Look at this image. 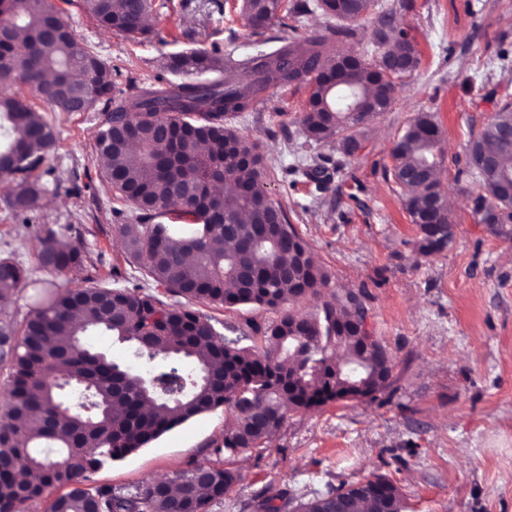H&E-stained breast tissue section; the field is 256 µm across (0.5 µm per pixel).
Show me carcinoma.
Returning a JSON list of instances; mask_svg holds the SVG:
<instances>
[{"label":"carcinoma","instance_id":"cac0c4a2","mask_svg":"<svg viewBox=\"0 0 512 512\" xmlns=\"http://www.w3.org/2000/svg\"><path fill=\"white\" fill-rule=\"evenodd\" d=\"M85 11L103 30L132 40L148 34L151 0H83ZM370 0H318L316 8L344 23L315 32L307 48L293 42L246 61L222 57L219 48L182 53L168 68L178 72L211 71L209 83L142 87L128 94L120 75L89 45L65 36L44 47L41 33L66 21L49 0H0V187L3 202L17 216L56 193L46 160L57 135L40 105L59 112H86L103 104L98 153L106 158L101 174L118 200L133 205L135 224L117 225L127 262L165 292L221 306L253 304L278 308L290 299L313 303L308 311L290 310L251 336L220 333L194 310L173 306L141 287L92 285L60 293L30 278L10 257H0V296L24 280L32 286L33 314L18 328L0 329L3 355L10 357L12 390L0 419V512H25L48 488H59L47 512H209L238 474L219 464L191 466L163 483L145 482L133 491L90 484V473L106 459L117 460L163 434L223 407L230 414L224 440L214 448L231 458L260 448L286 419L283 402L311 408L342 399L375 398L393 385L392 355L377 339L360 338L366 313L363 290L341 289L328 296L329 277L314 261L304 239L288 223L263 189L259 145L242 136L227 119L248 111L271 88L311 85L300 117L306 136L336 139L346 157L361 147L358 128L373 116L376 104L391 106L393 78L413 72L421 54L409 34L386 31L381 21L375 65L343 47L356 37L349 24L368 10ZM301 4L290 0H242L253 34L261 35ZM79 102L61 108L41 94V80H69L75 73ZM36 94L30 101L25 91ZM344 92L358 96L357 112L340 108ZM169 125L161 140L156 126ZM512 129V102L504 101L491 121L468 143L465 170L485 185L474 211L494 237L512 241V197L494 188L512 180V148L504 146ZM441 155L436 124L427 114L415 117L393 148L392 177L403 192L402 204L421 233L420 250L439 251L436 237L443 220L449 235L454 224L447 198L435 178ZM316 189L330 181L328 168L305 171ZM192 179L196 194L187 201L173 196V181ZM224 179L233 190L220 197L213 182ZM173 215L178 224H155ZM41 253L64 271L82 266L91 250L71 224L49 227ZM82 314L80 320L74 312ZM109 335L134 348L142 368L112 360L83 337ZM64 376L95 410L86 412L53 379ZM20 470L41 475L38 484L17 481ZM177 491L171 492L170 486ZM403 512L399 488L382 476L315 492L306 500L280 490L261 497L256 512Z\"/></svg>","mask_w":512,"mask_h":512}]
</instances>
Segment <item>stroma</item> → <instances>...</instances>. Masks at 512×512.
<instances>
[{"label": "stroma", "instance_id": "35a3bbf8", "mask_svg": "<svg viewBox=\"0 0 512 512\" xmlns=\"http://www.w3.org/2000/svg\"><path fill=\"white\" fill-rule=\"evenodd\" d=\"M52 2L79 41L120 67L125 89L159 76L171 83L207 81L204 73L170 71L169 58L178 53L217 46L241 60L267 50L268 40L285 36L299 45L311 32L339 25L312 11L288 17L260 38L224 0H154L151 32L134 42L102 30L82 0ZM383 15L415 39L421 63L399 80L388 110L361 127L355 156L340 153L335 140H307L299 123L310 95L306 84L269 90L231 124L260 143L265 188L328 272L329 291L366 292L371 326L393 357L395 383L374 399L288 411L264 447L229 459L240 479L210 512H254L258 497L282 489L310 494L371 475L399 487L406 512H512V242L491 236L473 211L486 187L458 175L471 135L502 100L512 101V0H373L348 51L370 43ZM42 113L58 135L47 164L60 188L24 219L0 202V256L62 290L99 283L151 287L118 240L117 225L134 223L135 213L99 172L100 110L46 107ZM421 113L439 129L437 177L452 201L455 226L453 241L431 254L420 251V232L392 177L394 143ZM304 156L330 168L324 190L296 174ZM59 224L78 228L100 264L74 272L44 268L36 244L44 228ZM193 308L244 333L279 316L260 306L197 302ZM228 418L218 408L191 419L105 463L92 482L131 491L189 465L216 462Z\"/></svg>", "mask_w": 512, "mask_h": 512}]
</instances>
